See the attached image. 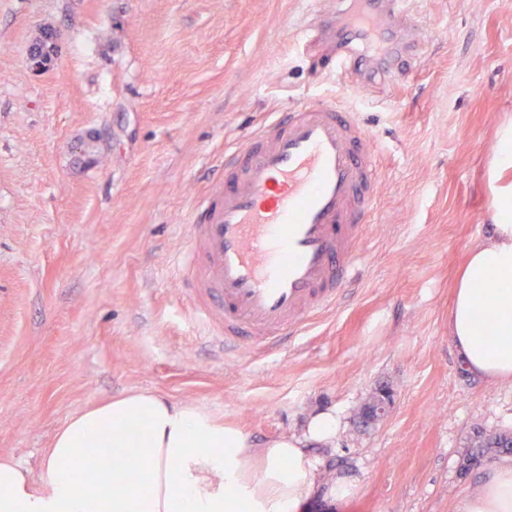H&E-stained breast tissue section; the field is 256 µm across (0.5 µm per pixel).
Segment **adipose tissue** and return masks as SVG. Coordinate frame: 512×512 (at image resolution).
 I'll list each match as a JSON object with an SVG mask.
<instances>
[{"mask_svg":"<svg viewBox=\"0 0 512 512\" xmlns=\"http://www.w3.org/2000/svg\"><path fill=\"white\" fill-rule=\"evenodd\" d=\"M491 222L465 257L448 338L468 371L512 382V185L492 188ZM492 316L493 339L478 324ZM336 435L321 412L303 434L255 446L205 407L132 390L71 417L41 457V480L0 456V512H304ZM459 512H512V466H497Z\"/></svg>","mask_w":512,"mask_h":512,"instance_id":"adipose-tissue-1","label":"adipose tissue"}]
</instances>
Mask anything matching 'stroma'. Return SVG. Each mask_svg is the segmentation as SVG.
<instances>
[{"mask_svg":"<svg viewBox=\"0 0 512 512\" xmlns=\"http://www.w3.org/2000/svg\"><path fill=\"white\" fill-rule=\"evenodd\" d=\"M306 0H0V454L37 466L84 410L139 389L207 408L255 443L338 422L308 512H457L477 433L512 432V383L448 341L460 267L486 232L512 121V0H414L422 56L357 94L292 31ZM57 50L28 53L43 28ZM360 112L382 152L364 262L333 312L217 357L170 259L224 154L315 99ZM393 408L367 425L378 389ZM356 486L336 505V476ZM54 40L53 33L46 31L31 48L29 61L35 69H42L50 62L55 49ZM497 173L510 170L512 167V124L499 130L497 139Z\"/></svg>","mask_w":512,"mask_h":512,"instance_id":"1","label":"stroma"}]
</instances>
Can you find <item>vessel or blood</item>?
Returning a JSON list of instances; mask_svg holds the SVG:
<instances>
[{
    "instance_id": "vessel-or-blood-1",
    "label": "vessel or blood",
    "mask_w": 512,
    "mask_h": 512,
    "mask_svg": "<svg viewBox=\"0 0 512 512\" xmlns=\"http://www.w3.org/2000/svg\"><path fill=\"white\" fill-rule=\"evenodd\" d=\"M411 0H336L296 26L331 74L350 70L374 34L383 71L428 39ZM379 146L357 112L320 99L291 109L224 158L195 204L178 260L197 322L222 344L256 347L335 308L361 258L377 204Z\"/></svg>"
}]
</instances>
